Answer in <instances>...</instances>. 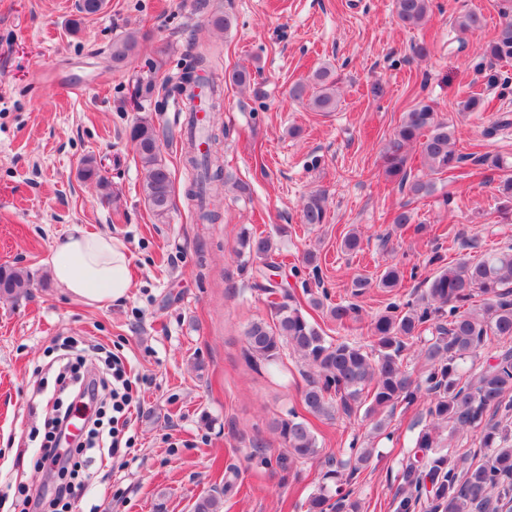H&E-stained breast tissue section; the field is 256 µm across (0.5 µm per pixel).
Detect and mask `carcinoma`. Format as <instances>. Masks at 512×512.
Listing matches in <instances>:
<instances>
[{
    "label": "carcinoma",
    "instance_id": "1",
    "mask_svg": "<svg viewBox=\"0 0 512 512\" xmlns=\"http://www.w3.org/2000/svg\"><path fill=\"white\" fill-rule=\"evenodd\" d=\"M431 0H395L398 19L406 26L419 27L427 19ZM456 27L472 31L482 26L475 12L460 13ZM137 37L128 34L112 43L111 68L119 71L134 52ZM488 64L487 83H498L493 66L512 61V19L505 20L483 47ZM196 66L168 77L164 95L178 97L199 85L205 70L207 51L195 56ZM208 87L207 108L223 107V91L215 83ZM292 100L304 102L313 111L333 112L338 105L337 79L328 66L316 70L310 80L298 82L289 90ZM209 148L199 153L195 136L187 133L184 161L192 171L188 195L195 202L197 219L213 224L218 220L215 197L224 184V162L211 145L218 141L213 129L205 128ZM129 139L145 171V202L158 220L167 218L173 208L174 186L171 173L160 157L154 124L143 118L130 129ZM419 145L427 168L435 173L459 167L462 156L454 148V126L438 119L434 107L418 102L404 113L400 125L382 152L385 176L407 185L414 196L432 192L433 185L419 178L409 180L408 148ZM326 221L325 198L315 192L302 207V223ZM244 268L253 259L273 256L270 237L246 226L239 233ZM265 264L255 268V286L272 297L270 319L250 323L245 334L246 356L269 367H276L282 351L292 349L310 367L302 392L305 414L291 410L276 421V430L288 448L291 461L310 460L322 451L308 419L333 420L364 411L372 433L383 434L386 420L401 403L408 405L426 399L421 411L425 425L415 441V460L402 467V493L396 512H512V348L487 356L488 341L512 336V247L490 252L478 260L465 255L441 268L426 280L420 295L404 302L393 301L370 322L374 338L371 350L347 340L330 341L323 330L306 315L295 290L288 282L276 281ZM415 269L398 265L386 268L377 287L393 290L405 278H415ZM30 281L29 273L0 266V299H14ZM308 304L326 309V314L344 326L361 319L362 309L353 302L325 306L327 294L305 288ZM425 361L423 374L414 380L405 359L412 348ZM474 430L480 433L485 459L477 464L465 456L441 454L439 430ZM370 448L351 449L347 461L328 469L322 483L308 502V512H360L353 497L356 475L369 462ZM223 492L198 499L194 512H222Z\"/></svg>",
    "mask_w": 512,
    "mask_h": 512
}]
</instances>
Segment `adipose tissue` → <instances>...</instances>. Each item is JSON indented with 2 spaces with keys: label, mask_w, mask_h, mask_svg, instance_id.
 Masks as SVG:
<instances>
[{
  "label": "adipose tissue",
  "mask_w": 512,
  "mask_h": 512,
  "mask_svg": "<svg viewBox=\"0 0 512 512\" xmlns=\"http://www.w3.org/2000/svg\"><path fill=\"white\" fill-rule=\"evenodd\" d=\"M56 283L85 304L100 307L127 298L133 286L124 243L103 231L70 225L49 257Z\"/></svg>",
  "instance_id": "obj_1"
}]
</instances>
